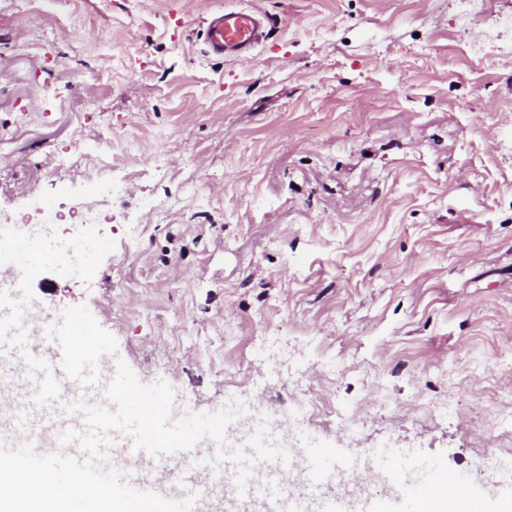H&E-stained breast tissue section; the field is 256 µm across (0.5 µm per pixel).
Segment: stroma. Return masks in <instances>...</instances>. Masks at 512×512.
Returning a JSON list of instances; mask_svg holds the SVG:
<instances>
[{
  "label": "stroma",
  "instance_id": "35a3bbf8",
  "mask_svg": "<svg viewBox=\"0 0 512 512\" xmlns=\"http://www.w3.org/2000/svg\"><path fill=\"white\" fill-rule=\"evenodd\" d=\"M272 21L211 55L214 12ZM512 0H0V227L74 247L22 276L84 305L174 417L256 405L275 438L382 444L512 503ZM81 166L62 162L71 151ZM109 184L100 223L90 182ZM382 411L285 435L301 399Z\"/></svg>",
  "mask_w": 512,
  "mask_h": 512
}]
</instances>
